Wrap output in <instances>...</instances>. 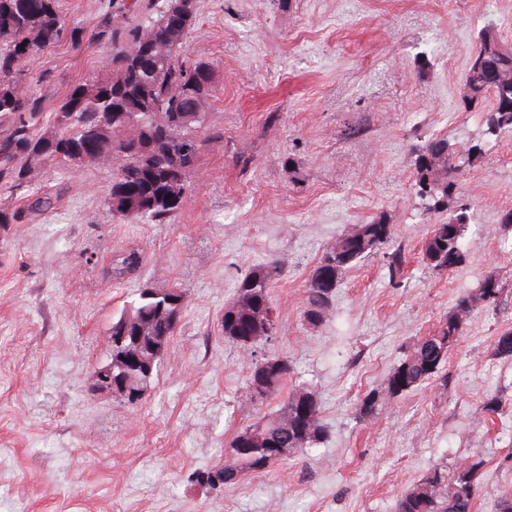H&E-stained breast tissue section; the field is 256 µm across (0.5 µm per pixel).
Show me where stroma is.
<instances>
[{"mask_svg": "<svg viewBox=\"0 0 512 512\" xmlns=\"http://www.w3.org/2000/svg\"><path fill=\"white\" fill-rule=\"evenodd\" d=\"M512 47V0H197L182 53L213 69L207 135L168 224L113 217L112 171L50 167L56 209L0 227V512H394L432 468L452 476L481 459L475 512L512 489V135L486 145L457 195L474 220L466 261L436 273L421 260L433 224L413 188L415 151L431 137L477 141L464 73L481 30ZM26 87L55 111L69 87L106 77L91 40L38 51ZM386 216L405 256L399 285L382 255L343 274L324 324L303 318L306 283L344 234ZM142 257L131 276L109 271ZM280 261L276 329L250 347L224 336V306L255 266ZM495 274L505 310H474L437 376L356 420L365 391L431 335L457 298ZM178 288L183 310L150 390L131 404L93 392L108 332L141 288ZM292 361L284 390L246 396L252 360ZM316 391L324 444L261 474L210 485L231 439L275 415L295 386ZM501 397L496 414L484 400Z\"/></svg>", "mask_w": 512, "mask_h": 512, "instance_id": "1", "label": "stroma"}]
</instances>
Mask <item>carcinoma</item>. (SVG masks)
I'll use <instances>...</instances> for the list:
<instances>
[{"instance_id":"carcinoma-1","label":"carcinoma","mask_w":512,"mask_h":512,"mask_svg":"<svg viewBox=\"0 0 512 512\" xmlns=\"http://www.w3.org/2000/svg\"><path fill=\"white\" fill-rule=\"evenodd\" d=\"M196 4L170 21L127 28L117 19L126 12H110L92 29V39L106 53L110 76L72 85L56 111L42 112V104L22 84L28 78L26 64L37 50L59 42L65 21L57 0H0V190L26 189L27 210L0 203V226L18 224L24 213L55 208L62 190L53 193L37 187L39 176L54 164L99 166L120 160L112 173V188L106 205L112 215L141 224H168L187 202V175L209 142L197 136L206 113L195 112L196 101L205 102L214 91L211 68L202 61L177 55ZM465 106L470 108L486 95L494 103L484 115L485 134L512 133V49L484 35L470 55L465 76ZM481 141L460 153L447 140L429 138L416 159V194L428 202L425 209L448 212V220L432 227L422 249V261L436 272H447L465 261L461 248L472 215L456 201V185L462 169L480 160ZM321 256L306 284L304 317L312 325L326 321L329 307L343 272L377 253L383 255L391 281H396L404 263L394 247V227L379 215L337 240ZM142 259L130 252L118 261L113 275L122 276L140 268ZM283 272L271 261L254 268L236 285L235 296L248 293L250 309L230 303L224 309V337L246 345L270 338L275 328L270 288ZM506 305L503 289L493 275H486L477 292L456 300L454 309L392 368L387 386L371 389L360 399L357 419L378 413L390 399L402 396L429 380L446 362L450 349L464 335L461 317L482 306L499 310ZM183 303L169 290L144 288L138 299L112 325L127 326V335L147 337L143 355L153 369L180 319ZM494 355L512 360V333L499 336ZM290 360L267 355L252 362L249 380L259 379L267 397L276 395L290 376ZM256 437L272 448L302 452L327 440L321 406L316 393L295 388L278 413L264 424L236 434L230 448H247ZM224 465L239 474L260 473L250 455L230 456ZM482 460L461 461L448 479L432 469L395 502L394 512H474L481 491Z\"/></svg>"}]
</instances>
